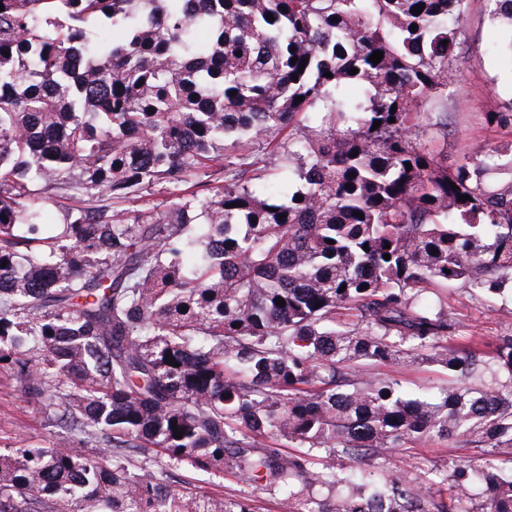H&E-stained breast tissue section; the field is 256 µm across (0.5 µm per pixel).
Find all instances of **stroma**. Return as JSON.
I'll use <instances>...</instances> for the list:
<instances>
[{
  "label": "stroma",
  "instance_id": "1",
  "mask_svg": "<svg viewBox=\"0 0 512 512\" xmlns=\"http://www.w3.org/2000/svg\"><path fill=\"white\" fill-rule=\"evenodd\" d=\"M498 27L486 13L483 0H469L466 9L465 58L451 77L448 97L438 108L448 114L447 136H434L432 147L441 157L457 160L464 153L512 146V134L489 127L484 114L497 98L512 96V58L491 52ZM431 305H445L458 324V339L482 343L512 330V293H470L457 286H440L427 295ZM381 377L399 379L413 394L435 392L448 382L447 371L435 362L423 360L413 365L378 364L373 368ZM57 429L50 426L39 405L24 398L10 370L0 368V453L21 444L43 446L55 441ZM471 448H458L452 442L431 440L415 448H398L386 455V466L393 471H409L417 476L435 477L452 459H476ZM180 479L192 481L212 495L235 498L246 494L255 512H280L275 500L261 487L246 485L222 473L199 474L186 468Z\"/></svg>",
  "mask_w": 512,
  "mask_h": 512
}]
</instances>
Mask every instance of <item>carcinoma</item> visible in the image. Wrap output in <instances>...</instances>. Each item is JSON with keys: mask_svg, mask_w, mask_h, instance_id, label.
Segmentation results:
<instances>
[{"mask_svg": "<svg viewBox=\"0 0 512 512\" xmlns=\"http://www.w3.org/2000/svg\"><path fill=\"white\" fill-rule=\"evenodd\" d=\"M484 2L512 53V0ZM0 5V364L60 429L0 454V512H253L185 467L282 512H512L488 459L512 449V334L457 343L423 301L512 280V150L448 166L429 146L467 0ZM485 120L511 131L512 99ZM257 144L288 177L264 181ZM154 186L172 200L116 207ZM40 190L73 204L52 216ZM422 355L448 371L432 395L365 369ZM434 439L483 458L436 480L380 462ZM151 452L158 470L130 469ZM182 480H190L197 486L212 495H221L227 498H236L243 491L253 500L255 512H281L275 500L260 486L243 484L240 478L216 472L215 474H197L194 470L186 468L178 472Z\"/></svg>", "mask_w": 512, "mask_h": 512, "instance_id": "carcinoma-1", "label": "carcinoma"}]
</instances>
